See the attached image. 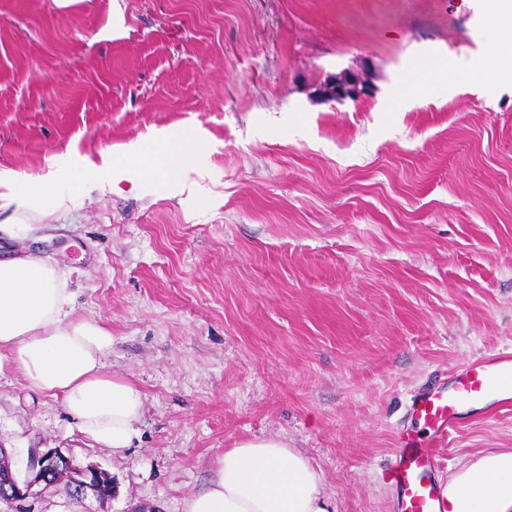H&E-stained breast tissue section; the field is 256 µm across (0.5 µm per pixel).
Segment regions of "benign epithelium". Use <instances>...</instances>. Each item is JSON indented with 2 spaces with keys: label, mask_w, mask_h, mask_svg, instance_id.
<instances>
[{
  "label": "benign epithelium",
  "mask_w": 512,
  "mask_h": 512,
  "mask_svg": "<svg viewBox=\"0 0 512 512\" xmlns=\"http://www.w3.org/2000/svg\"><path fill=\"white\" fill-rule=\"evenodd\" d=\"M362 95L363 89L356 83L339 77L330 83L327 99L355 100ZM53 475L64 476L83 495L99 492L104 486L103 480H112L99 466L82 464L60 448L34 450L24 472L13 469L5 477L0 487V512H36L35 504Z\"/></svg>",
  "instance_id": "obj_1"
}]
</instances>
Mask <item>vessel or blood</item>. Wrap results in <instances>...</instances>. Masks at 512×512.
<instances>
[{"mask_svg":"<svg viewBox=\"0 0 512 512\" xmlns=\"http://www.w3.org/2000/svg\"><path fill=\"white\" fill-rule=\"evenodd\" d=\"M512 405V352L454 368L423 389L409 407L410 427L399 433L387 479L395 490L397 512H445L435 473L437 445L462 425L473 410L487 413Z\"/></svg>","mask_w":512,"mask_h":512,"instance_id":"obj_1","label":"vessel or blood"}]
</instances>
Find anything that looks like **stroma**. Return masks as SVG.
Segmentation results:
<instances>
[{"instance_id":"35a3bbf8","label":"stroma","mask_w":512,"mask_h":512,"mask_svg":"<svg viewBox=\"0 0 512 512\" xmlns=\"http://www.w3.org/2000/svg\"><path fill=\"white\" fill-rule=\"evenodd\" d=\"M512 31L483 0H0V171L114 160V191L0 232L68 276L105 325L104 370L146 395L124 453L59 400L0 376V447L60 448L114 482L37 512H182L236 441L277 434L337 512H394L386 472L411 400L512 349ZM446 65L425 80V62ZM348 73L358 99L316 96ZM185 134L163 179L125 161ZM512 448V407L472 414L438 478Z\"/></svg>"}]
</instances>
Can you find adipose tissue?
I'll return each mask as SVG.
<instances>
[{
    "instance_id": "1",
    "label": "adipose tissue",
    "mask_w": 512,
    "mask_h": 512,
    "mask_svg": "<svg viewBox=\"0 0 512 512\" xmlns=\"http://www.w3.org/2000/svg\"><path fill=\"white\" fill-rule=\"evenodd\" d=\"M203 144L185 135L171 143L130 145L146 174L164 176L192 163ZM114 188L112 155L101 164L65 165L47 178L0 172V213L63 205L65 180ZM82 206V198L69 200ZM66 277L35 255L0 260V375L17 373L28 388L59 399L94 444L119 454L138 433L145 404L131 381L104 372L111 332L76 316ZM324 474L277 435L242 439L217 459L208 484L185 497L183 512H331ZM447 512H512V449L471 456L449 470Z\"/></svg>"
}]
</instances>
